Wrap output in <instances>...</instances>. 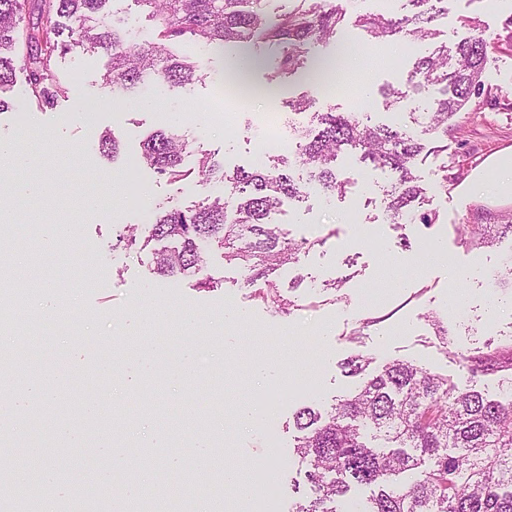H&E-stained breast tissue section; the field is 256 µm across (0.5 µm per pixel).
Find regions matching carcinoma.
I'll list each match as a JSON object with an SVG mask.
<instances>
[{
    "mask_svg": "<svg viewBox=\"0 0 512 512\" xmlns=\"http://www.w3.org/2000/svg\"><path fill=\"white\" fill-rule=\"evenodd\" d=\"M26 2L0 0V88L13 82L17 70L25 71L30 97L41 109L68 96L69 88L54 79L52 62L56 53L74 46L111 56L103 82L118 99L136 95L150 76L171 87L201 79L200 65L173 50L184 35L236 52L260 31L279 52L282 72L295 74L318 70L308 45L335 37L346 23L341 5L327 7L319 0H300L292 12L273 21L265 18L266 0H137L150 8L158 38L133 46L128 31L107 11L114 0H38L36 20L27 23ZM404 2L411 6L406 14H360L353 24L375 39L434 40V21L448 13V0ZM61 18L68 21L66 41ZM489 47L474 36L451 50L438 45L415 63L405 89L386 92L389 104L396 105L429 86L437 88L440 97L415 128L375 123L367 112L332 111L316 113V130L295 128V160L308 183L344 196L348 182L339 179L336 162L344 149H358L360 162L395 175L382 198L395 228L435 223V214L418 205L433 189L448 187V170L427 182L419 159L430 137L441 143L439 149H448L452 121L472 98L483 95ZM99 148L115 158L120 142L107 131ZM187 154L188 142L175 129L158 130L141 143L142 163L172 179L191 175ZM287 166L283 156L228 171L215 155L202 154L196 161L200 182L217 178L224 192L190 207L158 208L147 239L171 246L154 253L156 272L170 278L201 274L207 248L215 244L260 295L271 292L280 306L293 305L280 294L275 277L324 240L293 241L272 223L286 202L305 198ZM469 234L475 244L491 245L512 235V217L505 224H473ZM460 360L472 380L465 388L419 364L396 360L363 378L330 410L299 409L295 451L307 464L315 498L295 504L292 512H342L343 499L363 490L369 491L365 512H512V349L502 362L489 353L462 354ZM369 365V358L355 354L342 368L356 377ZM494 373L504 393L500 400L477 388V377Z\"/></svg>",
    "mask_w": 512,
    "mask_h": 512,
    "instance_id": "obj_1",
    "label": "carcinoma"
}]
</instances>
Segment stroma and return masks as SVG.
<instances>
[{
    "label": "stroma",
    "instance_id": "obj_1",
    "mask_svg": "<svg viewBox=\"0 0 512 512\" xmlns=\"http://www.w3.org/2000/svg\"><path fill=\"white\" fill-rule=\"evenodd\" d=\"M467 17L477 19L478 28L464 26ZM511 19L512 0H497L492 9L479 0H450L439 22L438 42L453 45L477 29L490 42L486 82L491 92L472 99L455 119L447 150L429 148L422 154L425 179L442 168L455 176L427 203L436 214L431 227L400 234L382 206V189L392 174L348 153L336 163L339 177L348 182L345 196L311 193L275 214L288 238L321 241L297 265L280 271L279 284L295 301L286 311L245 286L238 268L226 264L223 249L216 246L207 252L206 267L214 287H201L195 275L169 278L155 272L152 254L159 244L144 242L142 236L156 209L195 204L213 188L199 185L188 192L183 182L141 165V141L158 129L176 128L190 142V167L201 153L216 154L228 169L254 164L260 151L286 156L293 151L291 127L268 129L262 117L304 95L312 106L296 115L300 126L309 124L312 113L330 110L367 112L376 122L407 125L425 111L435 89L397 110L388 108L381 90L403 81L432 44L405 38L372 42L363 30L347 25L342 39L355 48V63L322 82L312 72L282 74L258 36L248 50L261 59L250 74L252 92L239 90L220 100L216 91L225 59L186 35L176 50L200 61L204 75L199 81L184 88L152 85L108 109L98 106L111 97L102 84L108 66L103 55L76 49L56 56L54 74L70 93L46 110L30 99L25 72H17L12 84L0 88V98L9 103L0 112V142L32 155L34 163L24 169L0 166V196L10 200L0 209V303L24 312V324L15 328L23 351L14 373L16 389L40 383L48 395L33 404L14 402L9 418L0 422V433L8 437L0 444V464L18 465L37 446L68 453L60 403L68 401L80 413L97 393L136 461L123 487L103 493L107 512H126L139 505L146 490H165L180 481V473L165 465L172 448L191 472L206 476L191 484L190 495L181 500L182 512H196L198 491L208 512H224L229 496L225 467L255 473L272 454L280 498L288 508L310 494L303 482L305 465L293 453V414L305 405L329 408L357 385V378L346 376L341 367L346 358L369 355L373 372L393 360L411 361L462 385L468 371L460 354L512 347V289L491 279L512 263V240L477 247L466 233L467 225L485 223L487 214L512 213V201L467 189L473 171L496 152L512 149ZM93 106L97 118L90 123L85 112ZM108 130L121 141L114 161L99 150ZM59 225L74 244L65 255L44 236ZM129 225L137 227L141 239L128 248L118 244L117 236ZM437 240L445 243L447 258L424 256L425 247ZM402 277L406 287H393V280ZM337 278L346 282L339 291L328 286ZM48 280L56 284L52 296L69 311L64 319H45L31 306ZM228 311L238 324H225ZM186 312L191 320H183ZM437 322L447 328V340L436 336ZM133 330L160 337L163 355L139 361L129 337ZM185 346L197 351L186 369L178 363ZM103 357L138 363L136 382L99 373L86 377L90 363ZM256 357L272 365L269 378L260 382L248 373ZM304 375L311 377L313 390L281 392L271 405L267 428L244 429L233 420L241 400L265 404L268 390ZM205 428L216 444L210 459L189 445ZM270 428L278 443L273 453L266 443Z\"/></svg>",
    "mask_w": 512,
    "mask_h": 512
}]
</instances>
